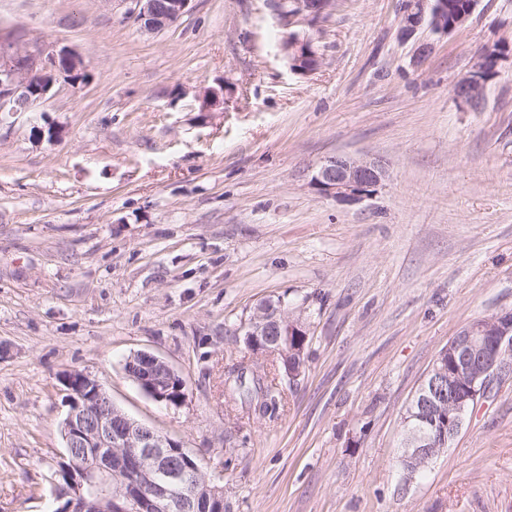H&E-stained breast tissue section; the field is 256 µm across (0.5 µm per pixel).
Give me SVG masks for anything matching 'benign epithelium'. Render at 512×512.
<instances>
[{"label":"benign epithelium","instance_id":"7a95c632","mask_svg":"<svg viewBox=\"0 0 512 512\" xmlns=\"http://www.w3.org/2000/svg\"><path fill=\"white\" fill-rule=\"evenodd\" d=\"M191 0H131L129 14L148 34L177 22L189 11ZM468 11L448 21V0H401L399 36L415 37L427 29L447 35L472 16ZM332 7V0H296L295 11L281 18L286 29L308 25ZM288 55L307 53L311 69L322 65L308 38L293 32L282 44ZM86 73L82 58L66 47L47 54L32 52L23 43H11L0 53V112H27L45 100L60 78L82 84ZM227 86L204 91L201 111L211 112L226 103ZM454 96L472 109L481 108L484 84L469 76L454 87ZM385 177L378 160L336 155L324 159L313 176L322 193L358 201ZM303 334L301 322L281 309L262 306L250 319L246 342L263 345L270 353L282 352L280 337ZM512 309L502 310L480 323L462 328L444 348L431 374L448 380V393L435 405L437 439L447 441L462 427L467 409L487 394L495 378L512 374ZM127 373L156 401L171 402L172 388H183L177 372L164 360L138 352L127 361ZM70 411L63 422L66 454L58 474L67 476V502L61 512H224V488L203 468L191 463L180 441L163 435L117 409L112 397L91 376L74 372L66 378ZM182 398L173 402L180 403ZM412 462L407 478L434 457L429 448H406Z\"/></svg>","mask_w":512,"mask_h":512}]
</instances>
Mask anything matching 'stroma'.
I'll return each mask as SVG.
<instances>
[{
	"label": "stroma",
	"instance_id": "1",
	"mask_svg": "<svg viewBox=\"0 0 512 512\" xmlns=\"http://www.w3.org/2000/svg\"><path fill=\"white\" fill-rule=\"evenodd\" d=\"M400 0H338L323 65L292 71L272 0H192L146 34L127 0H0V37L77 52L0 113V512H58L65 378L98 380L132 419L180 440L231 512H512V378L412 482L406 409L440 350L512 308V54L472 111L452 93L512 0L419 38ZM224 81V108L203 112ZM334 155L381 161L355 203L316 190ZM283 301L308 329L277 417L224 403V368L268 360L244 329ZM148 352L184 381L173 405L125 370Z\"/></svg>",
	"mask_w": 512,
	"mask_h": 512
}]
</instances>
